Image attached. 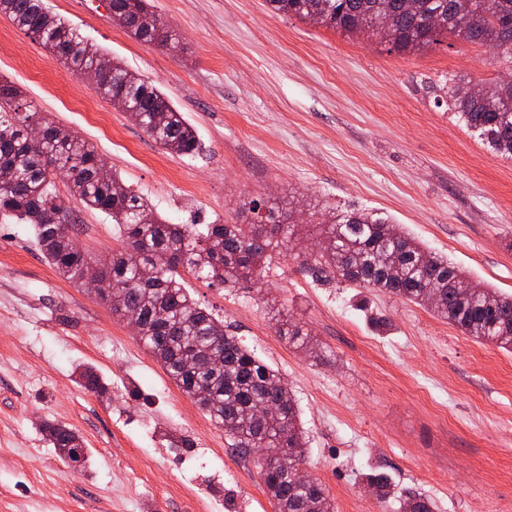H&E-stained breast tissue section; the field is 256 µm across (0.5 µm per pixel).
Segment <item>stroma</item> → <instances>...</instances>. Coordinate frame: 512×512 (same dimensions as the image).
I'll return each mask as SVG.
<instances>
[{
	"instance_id": "stroma-1",
	"label": "stroma",
	"mask_w": 512,
	"mask_h": 512,
	"mask_svg": "<svg viewBox=\"0 0 512 512\" xmlns=\"http://www.w3.org/2000/svg\"><path fill=\"white\" fill-rule=\"evenodd\" d=\"M108 57L154 83L195 127L177 156L0 15V82L87 140L171 224L236 219L244 200H293L299 248L318 241L309 205L388 216L473 280L512 295V158L458 123L441 90L497 80L489 50L451 36L399 53L266 0H152L172 44L113 22L107 0H45ZM91 260L123 247L111 217L66 199ZM200 305L278 370L306 435L305 468L335 512H398L362 476L388 473L436 512H512V351L430 309L353 288L275 256L262 276L218 287L186 276ZM311 334L289 344L279 320ZM108 386L80 387L78 368ZM74 428L87 466L64 467L40 427ZM0 512H273L254 457L238 454L125 320L60 277L33 228L0 216Z\"/></svg>"
}]
</instances>
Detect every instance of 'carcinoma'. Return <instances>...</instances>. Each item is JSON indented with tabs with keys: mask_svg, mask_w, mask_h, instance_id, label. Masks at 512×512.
I'll return each instance as SVG.
<instances>
[{
	"mask_svg": "<svg viewBox=\"0 0 512 512\" xmlns=\"http://www.w3.org/2000/svg\"><path fill=\"white\" fill-rule=\"evenodd\" d=\"M271 11L293 15L347 35H372L398 52L426 49L442 35L489 45L512 64V0H267ZM112 21L132 38L147 44H169L172 35L151 11L148 0H109ZM8 16L73 71L87 77L100 96L121 98L129 116L155 142L178 156L198 150L196 129L166 95L120 62L110 60L79 30L49 12L43 0H0ZM459 122L479 132L498 154L512 158V81L480 85L451 76L443 85ZM22 92L0 83V214L32 225L36 244L64 279L85 284L88 256L70 225L57 220L64 201L54 177H68V192L89 209L112 217L124 237V248L101 273L104 287L119 294L122 306L112 313L138 314L137 336L173 382L211 421L235 423L233 446L244 455L260 448H283L289 461L304 463L305 438L299 411L280 373L259 359L224 323L190 296L180 270L211 285L234 286L260 275L273 257L290 245L297 224L293 203L253 199L242 209L253 221L170 224L117 174L102 180V158L94 146L40 112L24 108ZM37 123L42 139L31 141ZM315 264L354 288H373L429 308L438 317L481 342L512 349V296L470 279L448 259L428 252L385 218L361 209L322 214ZM152 271L144 280L140 269ZM168 318H156L157 308ZM288 343L314 352L302 329L288 326ZM78 383L97 394L107 391L97 371L84 367ZM43 437L70 463L85 464L90 451L66 424L46 422ZM257 466L276 512H335L325 486L317 480L297 484L291 475ZM381 500L395 496L390 476L379 470L365 475ZM400 512H435L423 494L407 496Z\"/></svg>",
	"mask_w": 512,
	"mask_h": 512,
	"instance_id": "obj_1",
	"label": "carcinoma"
}]
</instances>
